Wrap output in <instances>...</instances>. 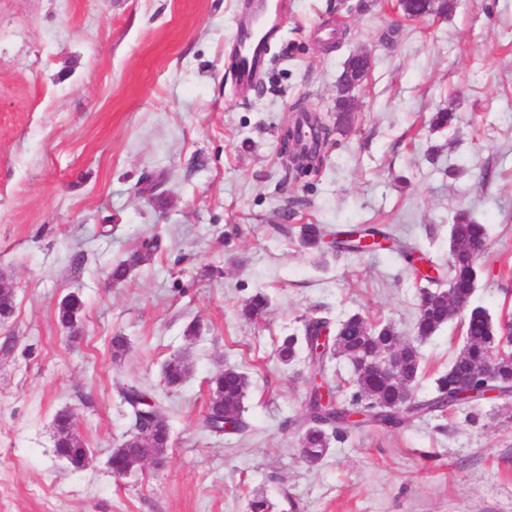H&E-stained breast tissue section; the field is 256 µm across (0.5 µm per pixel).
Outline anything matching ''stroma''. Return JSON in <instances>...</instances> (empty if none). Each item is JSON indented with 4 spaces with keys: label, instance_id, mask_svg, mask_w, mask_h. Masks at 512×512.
<instances>
[{
    "label": "stroma",
    "instance_id": "stroma-1",
    "mask_svg": "<svg viewBox=\"0 0 512 512\" xmlns=\"http://www.w3.org/2000/svg\"><path fill=\"white\" fill-rule=\"evenodd\" d=\"M291 2L242 94L241 0H0V277L15 292L0 317V512H250L256 495L271 512H512V395L348 429L311 465L296 426L309 369L276 352L312 317L389 323L418 344L422 400L464 344L457 320L416 341L424 283L395 250H307L290 233L302 224H387L444 271L470 212L488 232L472 303L512 318V0L420 19L397 0ZM362 49L351 125L318 170L280 182L294 105L335 124ZM442 109L455 125L432 129ZM148 236L156 254L113 284ZM258 291L270 305L246 319ZM70 294L73 329L57 318ZM177 357L192 372L169 386ZM227 365L250 380L247 427L218 435L207 380ZM130 384L159 396L170 442L163 466L117 477ZM64 410L91 450L78 469L56 453Z\"/></svg>",
    "mask_w": 512,
    "mask_h": 512
}]
</instances>
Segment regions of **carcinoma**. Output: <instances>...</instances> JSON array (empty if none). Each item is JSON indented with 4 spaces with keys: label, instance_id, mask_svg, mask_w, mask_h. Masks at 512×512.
I'll use <instances>...</instances> for the list:
<instances>
[{
    "label": "carcinoma",
    "instance_id": "1",
    "mask_svg": "<svg viewBox=\"0 0 512 512\" xmlns=\"http://www.w3.org/2000/svg\"><path fill=\"white\" fill-rule=\"evenodd\" d=\"M401 9L410 14L418 15L424 10L436 8L441 13H451L455 8L454 0H437V4L427 0H400ZM309 127L312 131L314 145L311 153L317 163H323L321 148L327 145L332 129L320 119L313 117ZM328 235L326 228L320 224H305L300 229V242L307 248L318 249L324 244ZM382 237L393 241L397 250L410 264L415 262L413 256L417 250L404 246L399 239L389 231V227L361 228L357 225H346L336 231L332 247L336 253H358L362 240L368 237ZM476 241H486L485 225L478 222L467 212L458 213L450 229V257L448 259V288L449 293L438 289L422 288L418 303L428 302V313L416 316L414 323L415 335L421 340L432 336L441 326L447 323L448 298L463 299L469 304V310L464 323L465 343L457 355L448 364V369L435 378V389L432 397L407 402V395L412 385L416 383L421 372V357L417 346L402 338L395 328L389 324L378 323L370 325L368 319L360 314H353L342 320L336 327V346L326 352L313 353L307 356L308 367L311 369L312 386L308 398L307 414L315 416L330 425L322 430H303L301 447L319 448L330 437H337L347 429L346 422L353 414H362L364 419L356 424L374 423L386 427H395L400 421L380 413L383 407H400L411 416L427 414H442L450 408L459 406L455 400L456 385L465 381L473 368L484 363L491 355L500 339V326L489 319L487 311L481 306L471 305V299L477 279L476 263L478 255L473 253L471 245ZM157 249L154 240L144 241L130 256L113 266L112 281L116 284L123 282L130 271L141 263L148 261ZM14 292L12 286L0 282V317H6L13 311ZM269 304V297L264 293L251 296L243 307V315L253 318L260 314ZM83 309L82 300L68 296L61 300L58 307V320L66 326L74 325L77 315ZM329 324L325 317H314L305 320L303 327L295 333L284 337L278 345V357L284 364L295 361L299 350L306 347V342L315 341L323 327ZM400 345L404 354V362L397 379L385 380L374 376L365 367V361L386 349ZM344 358L352 368L353 382L344 395V399L336 401V407L329 412H323L320 403V389L331 385L327 377V366L336 358ZM191 372V365L183 359H172L163 368L164 382L176 386L185 380ZM248 375L234 366H226L214 375L208 384L210 405L204 424L215 433L224 432V423L233 426V430L242 431L247 424L239 414L249 392ZM512 387V360H502L494 371V380L485 383L479 380L474 389ZM124 397L130 408H146L168 419L163 405L148 390L139 385L131 384L124 390ZM58 429L57 452L75 468L84 465L85 451L74 432V422L65 413L56 417Z\"/></svg>",
    "mask_w": 512,
    "mask_h": 512
}]
</instances>
